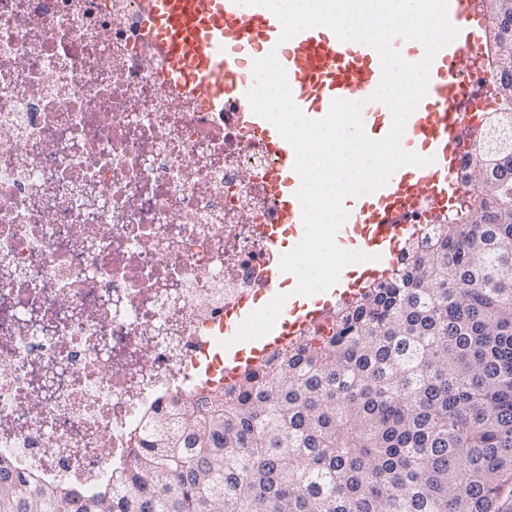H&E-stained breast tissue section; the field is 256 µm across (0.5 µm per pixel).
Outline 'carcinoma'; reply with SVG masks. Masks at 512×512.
Instances as JSON below:
<instances>
[{"instance_id": "1", "label": "carcinoma", "mask_w": 512, "mask_h": 512, "mask_svg": "<svg viewBox=\"0 0 512 512\" xmlns=\"http://www.w3.org/2000/svg\"><path fill=\"white\" fill-rule=\"evenodd\" d=\"M512 40V0H490ZM497 110L512 70L486 43ZM398 265L145 423L88 490L0 461V512H501L512 492V137Z\"/></svg>"}]
</instances>
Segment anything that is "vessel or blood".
Instances as JSON below:
<instances>
[{
  "instance_id": "1",
  "label": "vessel or blood",
  "mask_w": 512,
  "mask_h": 512,
  "mask_svg": "<svg viewBox=\"0 0 512 512\" xmlns=\"http://www.w3.org/2000/svg\"><path fill=\"white\" fill-rule=\"evenodd\" d=\"M447 15L458 34L435 55L426 95L409 116L402 138L403 148L427 157L428 165L401 167L375 192L343 201L348 217L339 234H359L368 256L358 278L340 275L313 306L298 304L284 290L295 276L281 270L284 249L274 243L271 268L259 295L282 317L254 336L250 327L256 307L247 299L236 305L224 321L225 372L234 375L257 364L307 327L324 321L336 303L354 297L365 284L386 278L401 241L417 231L411 218L420 202L431 200L441 211L450 195L461 193L455 175L477 118L460 77L491 75L482 49L488 0H448ZM140 20L166 62V84L172 93L193 91L212 108L222 106L225 94H232L239 121L261 133L275 160L270 183L278 201V222L289 227L294 241L304 236L296 197V154L276 127L251 109L246 94L255 84L254 62L276 54L293 100L307 118H324L336 99L360 101L369 138L382 139L391 129L389 108L372 98L382 78L377 52L359 42L340 41L329 28H310L284 42L281 23L272 11L238 0H140Z\"/></svg>"
}]
</instances>
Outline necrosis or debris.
Here are the masks:
<instances>
[{
	"label": "necrosis or debris",
	"instance_id": "1",
	"mask_svg": "<svg viewBox=\"0 0 512 512\" xmlns=\"http://www.w3.org/2000/svg\"><path fill=\"white\" fill-rule=\"evenodd\" d=\"M273 167L232 99L167 90L138 0H0V458L93 487L198 392Z\"/></svg>",
	"mask_w": 512,
	"mask_h": 512
}]
</instances>
